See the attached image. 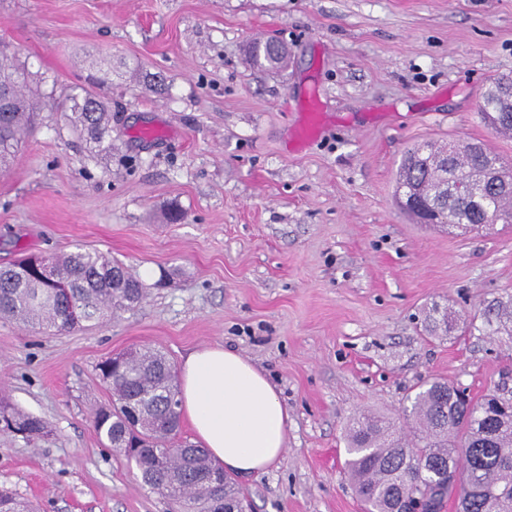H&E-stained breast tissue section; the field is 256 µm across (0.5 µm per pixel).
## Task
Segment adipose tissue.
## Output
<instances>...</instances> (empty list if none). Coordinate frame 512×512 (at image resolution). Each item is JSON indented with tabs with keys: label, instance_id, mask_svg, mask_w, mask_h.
Listing matches in <instances>:
<instances>
[{
	"label": "adipose tissue",
	"instance_id": "ef3b65f1",
	"mask_svg": "<svg viewBox=\"0 0 512 512\" xmlns=\"http://www.w3.org/2000/svg\"><path fill=\"white\" fill-rule=\"evenodd\" d=\"M181 410L215 465L247 476L264 471L288 440V412L275 386L250 360L203 345L183 362Z\"/></svg>",
	"mask_w": 512,
	"mask_h": 512
}]
</instances>
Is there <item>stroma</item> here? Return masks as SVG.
<instances>
[{
    "label": "stroma",
    "mask_w": 512,
    "mask_h": 512,
    "mask_svg": "<svg viewBox=\"0 0 512 512\" xmlns=\"http://www.w3.org/2000/svg\"><path fill=\"white\" fill-rule=\"evenodd\" d=\"M258 36L287 46L286 67L247 65ZM3 46L44 98L0 171V264L80 245L147 294L64 335L0 320V394L52 428L0 431V487L40 512H174L92 423L110 402L97 364L139 345L179 366L221 344L276 386L287 447L235 480L253 512H364L344 471L354 417L402 421L436 377L512 389V224L451 231L394 200L418 143L512 162V134L478 113L512 76V0H0ZM55 88L106 103L110 154L88 152Z\"/></svg>",
    "instance_id": "stroma-1"
}]
</instances>
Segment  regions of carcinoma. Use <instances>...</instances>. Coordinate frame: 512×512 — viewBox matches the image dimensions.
Masks as SVG:
<instances>
[{"label": "carcinoma", "instance_id": "1", "mask_svg": "<svg viewBox=\"0 0 512 512\" xmlns=\"http://www.w3.org/2000/svg\"><path fill=\"white\" fill-rule=\"evenodd\" d=\"M288 50L270 40L253 42L247 63L262 71L285 66ZM30 73L19 57L0 51V167L11 160L23 137L33 129L41 96L28 90ZM512 91V77H499L486 89L480 113L496 129H512V110L503 96ZM71 102L62 111L78 131L86 134L91 150L110 148L111 113L96 98L63 97ZM466 150L445 162L433 146L422 144L408 153L403 172L424 199L454 213L456 223L512 224V169L484 146ZM500 174V187L491 190L480 174ZM455 177V193L444 189L448 174ZM489 200V210L471 198ZM48 262L57 286L42 278ZM3 278L0 270V318L53 335L98 325L118 310L130 309L146 295L141 278L122 262L95 250L78 247L57 256L30 254L14 263ZM99 377L112 393L111 403L97 410L93 426L102 444L116 455L135 462L142 484L180 504L181 512H224V501L242 497L233 481L217 477L207 449L176 439L180 425L178 376L160 350L142 347L109 357L97 365ZM459 388L436 379L408 397L409 431L394 428L369 413L355 417L349 431L346 467L366 512H394L401 501L426 494L431 512L445 501L461 503L459 512H512V394L494 391L474 402L457 399ZM0 430L27 439L47 438L49 423L23 413L0 395ZM0 512H37L36 507L8 488H0Z\"/></svg>", "mask_w": 512, "mask_h": 512}]
</instances>
